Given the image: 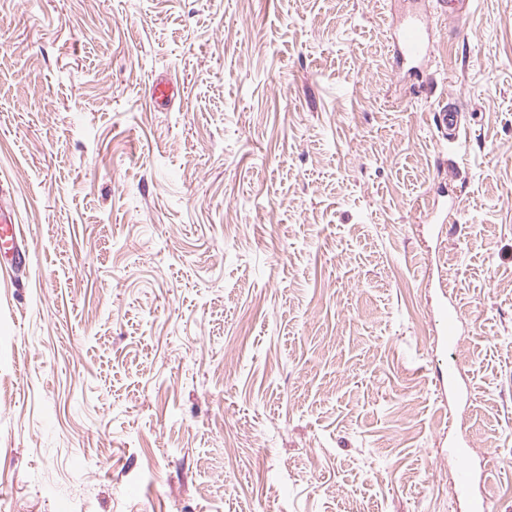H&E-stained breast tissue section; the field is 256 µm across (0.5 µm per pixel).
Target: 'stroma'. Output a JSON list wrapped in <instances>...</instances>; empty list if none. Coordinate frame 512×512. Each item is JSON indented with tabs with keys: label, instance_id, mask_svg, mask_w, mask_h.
Returning <instances> with one entry per match:
<instances>
[{
	"label": "stroma",
	"instance_id": "stroma-1",
	"mask_svg": "<svg viewBox=\"0 0 512 512\" xmlns=\"http://www.w3.org/2000/svg\"><path fill=\"white\" fill-rule=\"evenodd\" d=\"M405 7L0 0V512H456L460 433L512 512V0ZM393 56L397 68L415 64L411 69L427 66L434 58L435 41L430 24L417 12L398 26L393 36ZM180 94V86L172 78H157L149 88V98L154 106H167ZM434 123L438 131L444 136H448V140L457 143L459 148L466 146L467 139L460 140L462 136L461 114L447 105L438 106L434 113ZM0 255L9 260L15 271L25 268L29 261V249L22 232L13 223L11 216L0 208ZM441 291V298L437 303V316L439 320V331L437 332L436 339L440 340L445 347H456L460 342V325L463 323L462 318L459 316L458 305L451 303L448 305L447 288L443 282L439 283ZM437 382L438 390L441 394L448 389V396L461 398L462 390L458 382V365L455 363L448 364V366L439 367L437 369Z\"/></svg>",
	"mask_w": 512,
	"mask_h": 512
}]
</instances>
